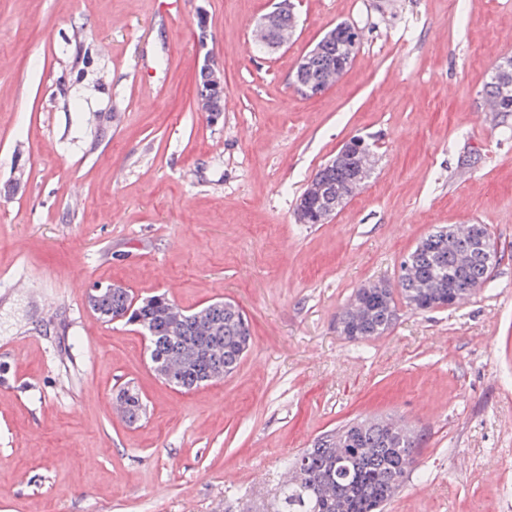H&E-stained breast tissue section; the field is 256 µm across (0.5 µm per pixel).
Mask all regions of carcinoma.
<instances>
[{
    "label": "carcinoma",
    "instance_id": "carcinoma-1",
    "mask_svg": "<svg viewBox=\"0 0 512 512\" xmlns=\"http://www.w3.org/2000/svg\"><path fill=\"white\" fill-rule=\"evenodd\" d=\"M343 30L319 41L318 53L302 78L334 76L331 65L345 49ZM198 94L207 115L223 114L224 87L213 82L211 72L198 73ZM483 95L494 112H512V67L494 71ZM351 170L345 163L325 165L314 181L326 187L318 208H336V194L348 191ZM464 234L444 226L424 236L408 254V266L396 286L359 288L350 305L337 318L347 339L359 341L383 335L396 316V299L416 312L440 307L453 296L472 293L470 283L483 287L492 269L480 256L466 262ZM99 319H121L141 329L147 338L154 366L174 367L172 386L196 389L232 374L249 349V324L240 308L214 301L196 311H177L165 295L134 300L120 285L88 297ZM116 401L123 405L128 422L146 416L147 405L138 390L121 387ZM419 438L406 426L384 419H363L323 435L287 464L288 476L277 487L263 512H383L415 463Z\"/></svg>",
    "mask_w": 512,
    "mask_h": 512
}]
</instances>
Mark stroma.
I'll return each instance as SVG.
<instances>
[{
  "mask_svg": "<svg viewBox=\"0 0 512 512\" xmlns=\"http://www.w3.org/2000/svg\"><path fill=\"white\" fill-rule=\"evenodd\" d=\"M292 3L288 42L261 52L272 0H0V512H255L286 459L366 416L420 436L386 512H512V112L483 98L512 57V0ZM340 23L360 50L303 98L296 67ZM204 52L234 103L215 125ZM353 137L370 177L327 223H299ZM448 224L488 228L490 282L341 336L355 290L395 283ZM96 282L188 311L232 301L251 348L224 380L174 388L137 327L88 307ZM125 383L148 406L134 424L112 417ZM219 80L217 79V84ZM213 82L211 72L200 69L198 73V94L207 117L213 113L223 115L224 112V85Z\"/></svg>",
  "mask_w": 512,
  "mask_h": 512,
  "instance_id": "stroma-1",
  "label": "stroma"
}]
</instances>
